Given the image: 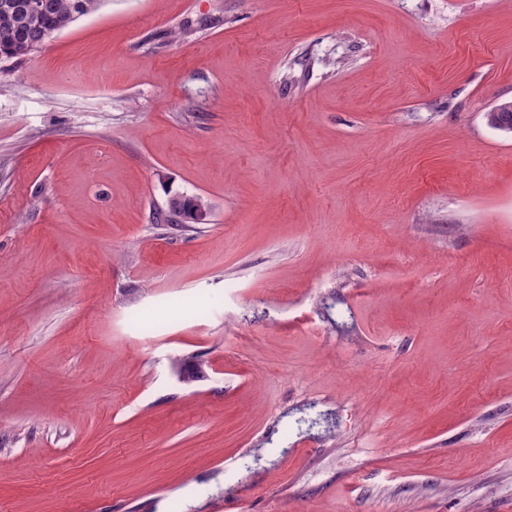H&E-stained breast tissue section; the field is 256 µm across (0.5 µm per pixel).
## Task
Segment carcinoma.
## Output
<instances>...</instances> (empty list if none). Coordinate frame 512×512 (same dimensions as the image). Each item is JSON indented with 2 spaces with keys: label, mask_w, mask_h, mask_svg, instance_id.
<instances>
[{
  "label": "carcinoma",
  "mask_w": 512,
  "mask_h": 512,
  "mask_svg": "<svg viewBox=\"0 0 512 512\" xmlns=\"http://www.w3.org/2000/svg\"><path fill=\"white\" fill-rule=\"evenodd\" d=\"M102 0H0V58H22L43 47L79 17L96 11ZM489 124L512 131V103L488 113ZM208 205L199 198H174L169 213L179 215Z\"/></svg>",
  "instance_id": "obj_1"
}]
</instances>
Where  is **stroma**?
<instances>
[{"label": "stroma", "mask_w": 512, "mask_h": 512, "mask_svg": "<svg viewBox=\"0 0 512 512\" xmlns=\"http://www.w3.org/2000/svg\"><path fill=\"white\" fill-rule=\"evenodd\" d=\"M504 102L512 0H104L0 60V512H512Z\"/></svg>", "instance_id": "stroma-1"}]
</instances>
